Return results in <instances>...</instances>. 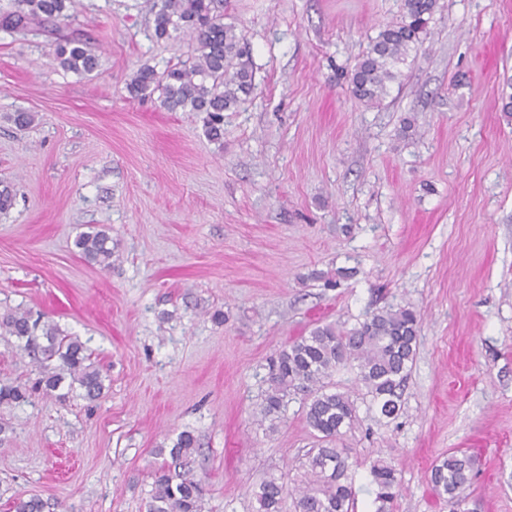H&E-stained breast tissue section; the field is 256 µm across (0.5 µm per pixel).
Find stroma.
I'll use <instances>...</instances> for the list:
<instances>
[{"mask_svg":"<svg viewBox=\"0 0 512 512\" xmlns=\"http://www.w3.org/2000/svg\"><path fill=\"white\" fill-rule=\"evenodd\" d=\"M403 0H224L254 89L209 139L206 115L140 99L129 84L193 54L159 39L144 0H72L56 26L0 29V314H43L92 355L95 401L35 392L0 405V512L35 495L44 512H146L158 451L184 431L202 512H255L252 488L316 444L306 398L261 419L269 358L313 327L349 329L389 305L420 313L402 410L358 402L343 435L354 512H372L370 466L397 470L392 512H460L428 475L451 450L478 459L465 507L512 512V0H438L381 106L349 75ZM80 36L98 67L63 68ZM35 121L16 128L14 113ZM413 119L404 131L405 119ZM104 226L117 254L74 246ZM45 371L0 329V385Z\"/></svg>","mask_w":512,"mask_h":512,"instance_id":"stroma-1","label":"stroma"}]
</instances>
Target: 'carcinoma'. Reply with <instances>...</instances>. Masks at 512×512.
Listing matches in <instances>:
<instances>
[{"instance_id": "carcinoma-1", "label": "carcinoma", "mask_w": 512, "mask_h": 512, "mask_svg": "<svg viewBox=\"0 0 512 512\" xmlns=\"http://www.w3.org/2000/svg\"><path fill=\"white\" fill-rule=\"evenodd\" d=\"M70 4L71 0H14V10L0 15V27L25 32L54 25L67 17ZM145 4L153 15L157 37L187 33L197 42V55L160 74L151 68L140 69L129 84L130 93L146 97L159 90L163 106L170 111L206 112L208 135L219 137L223 112L253 90V72L243 61L242 34L224 23V0H145ZM436 8L437 0H404L400 19L380 29L358 58L351 78L357 100L370 107L381 104L388 84L398 79L396 66L407 61ZM56 55L65 69L80 75L94 72L98 65L93 50L77 36L58 43ZM110 241L105 230L92 228L80 233L74 245L87 261L105 267L114 254ZM420 324L415 311L389 307L367 315L351 329L318 325L270 359L261 417L272 422L281 419L288 397L298 391L306 393V420L316 433L318 447L309 449L295 469L270 474L255 487L256 512H282L290 492L296 494V512H353L352 463L348 450L337 442L343 429L357 420V407L349 395L331 390V378L341 368L353 371L369 407L384 418L396 417L416 355ZM0 327L23 341L25 349L41 355L40 363L57 362L43 380L47 390L57 391L66 381L68 390L78 387L89 400L103 392L100 370L84 345L64 335L56 324L17 310L1 314ZM28 397L21 386L0 387V404L19 403ZM196 443L192 433L183 431L172 448H161L159 453L169 452L172 464L180 467ZM475 467L476 459L467 452H448L430 470L432 491L463 504ZM370 474L376 486L375 512H390L400 491L396 468L379 459L371 465ZM204 495V485L190 471L163 467L155 474L147 512H201ZM12 508L13 512H43L44 503L19 495Z\"/></svg>"}]
</instances>
